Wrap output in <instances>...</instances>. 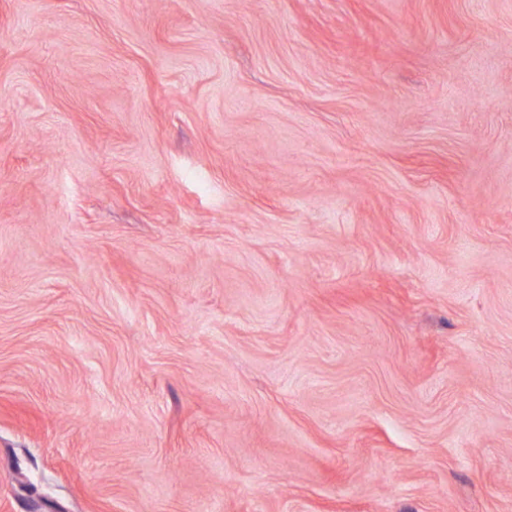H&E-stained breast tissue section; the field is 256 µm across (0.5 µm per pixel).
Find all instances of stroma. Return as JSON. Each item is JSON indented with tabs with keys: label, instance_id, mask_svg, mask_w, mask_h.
<instances>
[{
	"label": "stroma",
	"instance_id": "obj_1",
	"mask_svg": "<svg viewBox=\"0 0 512 512\" xmlns=\"http://www.w3.org/2000/svg\"><path fill=\"white\" fill-rule=\"evenodd\" d=\"M0 512H512V0H0Z\"/></svg>",
	"mask_w": 512,
	"mask_h": 512
}]
</instances>
